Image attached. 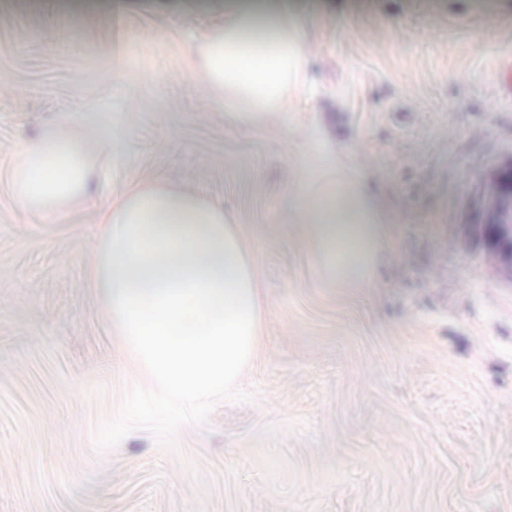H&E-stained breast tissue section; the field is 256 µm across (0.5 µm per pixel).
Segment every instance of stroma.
Listing matches in <instances>:
<instances>
[{"label": "stroma", "mask_w": 512, "mask_h": 512, "mask_svg": "<svg viewBox=\"0 0 512 512\" xmlns=\"http://www.w3.org/2000/svg\"><path fill=\"white\" fill-rule=\"evenodd\" d=\"M226 0H0V512H512V266L479 234L512 166V0H288L307 126L225 125L194 45ZM66 124L101 194L161 182L230 212L266 316L236 389L138 390L87 270L100 198L13 202ZM364 171L395 227L374 288H327L295 220L297 148Z\"/></svg>", "instance_id": "obj_1"}]
</instances>
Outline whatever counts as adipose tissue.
Wrapping results in <instances>:
<instances>
[{
	"label": "adipose tissue",
	"instance_id": "1",
	"mask_svg": "<svg viewBox=\"0 0 512 512\" xmlns=\"http://www.w3.org/2000/svg\"><path fill=\"white\" fill-rule=\"evenodd\" d=\"M199 78L226 124L260 128L302 119L310 75L300 28L281 0H230L223 25L197 48ZM298 217L316 275L336 288H372L395 245L376 193L348 157L295 163ZM93 170L59 132L21 149L8 170L24 213L52 224L88 192ZM89 259L143 387L195 408L234 389L258 351L264 301L251 248L223 208L162 183H129L99 211Z\"/></svg>",
	"mask_w": 512,
	"mask_h": 512
}]
</instances>
